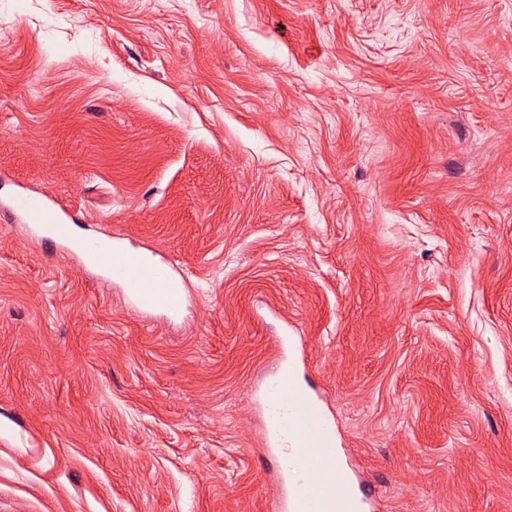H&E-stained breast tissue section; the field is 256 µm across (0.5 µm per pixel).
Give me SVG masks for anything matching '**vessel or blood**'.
<instances>
[{"label":"vessel or blood","mask_w":512,"mask_h":512,"mask_svg":"<svg viewBox=\"0 0 512 512\" xmlns=\"http://www.w3.org/2000/svg\"><path fill=\"white\" fill-rule=\"evenodd\" d=\"M0 212L27 227L34 238L46 239L84 255L95 252L96 266L118 284L127 301L146 315L176 312L180 303L179 272L167 259L146 260L120 242L92 250L79 243L72 217L49 195L24 188L0 204ZM283 362L265 385L266 415L283 490L280 512H362L367 501L353 487L336 458L335 427L299 375L294 344L279 340Z\"/></svg>","instance_id":"obj_1"}]
</instances>
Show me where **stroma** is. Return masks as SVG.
<instances>
[{
    "mask_svg": "<svg viewBox=\"0 0 512 512\" xmlns=\"http://www.w3.org/2000/svg\"><path fill=\"white\" fill-rule=\"evenodd\" d=\"M0 512H277L289 333L365 512H512V0H0ZM0 212L24 224L35 239L50 240L80 255L96 251V266L102 275L123 288L127 301L134 303L144 315L178 310L180 273L171 260L164 257L144 260L117 238L111 239L109 249L97 250V245L79 243L69 212L53 197L30 188L18 190L6 203L1 202Z\"/></svg>",
    "mask_w": 512,
    "mask_h": 512,
    "instance_id": "1",
    "label": "stroma"
}]
</instances>
